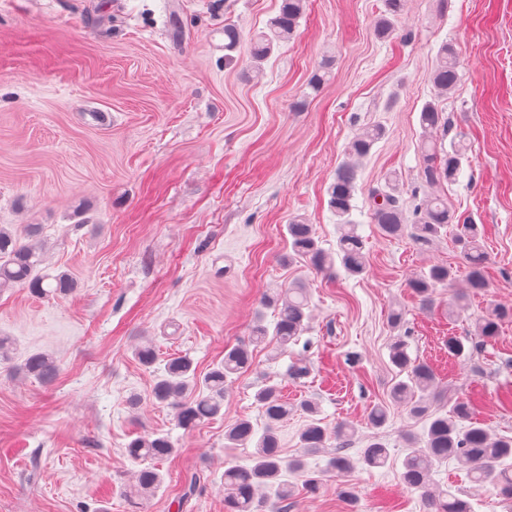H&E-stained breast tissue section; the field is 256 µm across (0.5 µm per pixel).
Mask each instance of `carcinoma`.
<instances>
[{
    "mask_svg": "<svg viewBox=\"0 0 512 512\" xmlns=\"http://www.w3.org/2000/svg\"><path fill=\"white\" fill-rule=\"evenodd\" d=\"M405 2L384 0V14L376 28L379 37L386 39L393 34V19L401 14ZM305 11L306 0H281L278 15L269 21L266 29L250 35L248 39V53L254 68H259L275 45L294 35ZM242 39V32L236 24H224V65L236 62L234 52ZM331 64V59H324L311 75L308 87L312 92H318L327 81ZM458 67L453 47L448 43L442 44L429 75L434 97L420 111L419 120L424 132L439 128L449 130L450 121L443 116L440 102L454 92L460 79ZM383 135L384 129L379 125L363 128L348 144L345 159L336 168L334 181L328 188V204L340 224L336 255L320 249L312 226L303 218L294 217L287 224L292 248L288 259L305 258L318 271H330L337 263L350 275H361L366 271L365 244L351 220L353 200L358 190L356 161L368 156ZM467 151L468 145L460 135L451 138L447 148L440 143L423 140L420 185L434 190L456 182ZM369 196L374 223L390 237L408 233L420 250L431 247L448 225H455L456 243L461 246L467 263L465 277L470 292L480 294L489 288L484 274L483 230L470 217L452 210L448 200L433 193L421 197L419 190H413V220L407 226V201L403 198L397 174L389 175L383 186L371 189ZM40 234L38 224L26 225L22 236L0 226V291L27 287L40 296L55 298L76 290V280L66 272L56 275L41 273L43 254L33 243ZM455 276L456 271L450 266L433 264L411 279L408 287L423 304L431 305L436 288L448 286ZM261 305L276 309L277 320L270 333L263 324V316L257 315L250 343L260 344L271 334L280 348L288 350V344L296 343L302 336L311 317L307 289L300 283H294L283 294L264 297ZM510 319L512 307L494 306L477 319L476 336L487 342L497 336L501 324ZM389 359L396 369L389 398L394 403L406 404L409 414L424 423L421 436L406 438L409 448L400 473L401 482L421 493L427 512H474L469 501L448 493L437 494L430 487L431 471L454 460L466 469L471 482L480 487L491 486L503 501L512 502V437H494L472 421L474 407L469 398L458 397L448 401L445 413L431 410L427 393L434 386L435 373L428 363L410 356L405 337H397L390 345ZM252 365L253 355L246 345L225 349L224 362L203 375L197 373L189 355H180L155 371L152 397L172 408L177 427L192 430L221 412L229 379L249 370ZM18 372L50 382L55 378L58 366L51 355L34 353L24 359ZM255 400L263 418L261 428H256L251 419L244 417L230 424L224 433L229 443L254 448L252 465H233L224 470L226 512H255V494L259 488L270 490L280 503L287 501L295 489L290 481L292 476L303 478L307 492L317 493L321 479L307 468L305 456L325 447L332 437L338 442V452L329 460V470L343 472L350 468L351 462L341 454V449L348 445L356 432L353 424L341 422L330 431L314 418L317 413L315 404L309 400L302 401V411L312 419L299 433L302 454L286 459L282 456L278 429L291 412L288 401L283 399L276 385L260 387L255 393ZM175 452V443L163 433L139 437L127 445L128 456L137 463L167 458ZM389 457L388 448L376 439L362 450V461L372 468L386 466ZM161 483V474L150 466L145 467L138 472L136 493L146 499Z\"/></svg>",
    "mask_w": 512,
    "mask_h": 512,
    "instance_id": "obj_1",
    "label": "carcinoma"
}]
</instances>
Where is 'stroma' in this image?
Returning <instances> with one entry per match:
<instances>
[{
  "mask_svg": "<svg viewBox=\"0 0 512 512\" xmlns=\"http://www.w3.org/2000/svg\"><path fill=\"white\" fill-rule=\"evenodd\" d=\"M281 0H0V225L42 227L44 272H68L72 294L42 298L26 288L0 292V336L12 342L0 361V512H225L224 468L246 464L224 429L246 416L260 421L254 395L278 385L295 410L280 426L285 456L299 455L307 423L301 400L334 427L353 422L351 467L327 472L328 446L309 456L322 484L295 491L288 512H349L337 489L357 492L359 512H426L400 474L404 437L422 422L389 404L394 377L389 345L402 310L411 356L434 370L439 394L474 397L475 416L492 434L512 437V321L495 340L463 356L449 337H472L489 305H512V0H407L394 38L374 24L383 0H307L288 42L254 74L246 47L224 65V24L262 30ZM177 15L181 34L168 25ZM454 46L460 82L441 107L469 149L449 205L482 224L485 293L448 314L450 289L422 307L408 286L430 265L462 269L446 232L426 251L408 236L374 224L368 194L397 173L405 191L419 184V112L442 43ZM331 76L317 96L307 80L323 59ZM384 136L359 163L352 219L365 241L367 271H317L289 260L286 226L312 225L325 251L340 231L328 188L348 143L366 126ZM302 281L312 320L302 342L253 347L252 370L233 376L220 415L194 431L177 428L170 407L152 399V369L134 356L149 343L159 362L187 354L199 372L247 340L256 312L273 324L267 295ZM55 358L53 382L13 373L30 353ZM304 359L298 382L288 368ZM140 403L130 407L131 396ZM388 403L381 429L366 420ZM167 432L177 452L158 462L163 481L137 502L133 439ZM378 435L391 458L381 468L360 457ZM197 475L192 495L184 479ZM440 489L469 500L474 512H512L489 488L478 489L457 462L435 467Z\"/></svg>",
  "mask_w": 512,
  "mask_h": 512,
  "instance_id": "35a3bbf8",
  "label": "stroma"
}]
</instances>
